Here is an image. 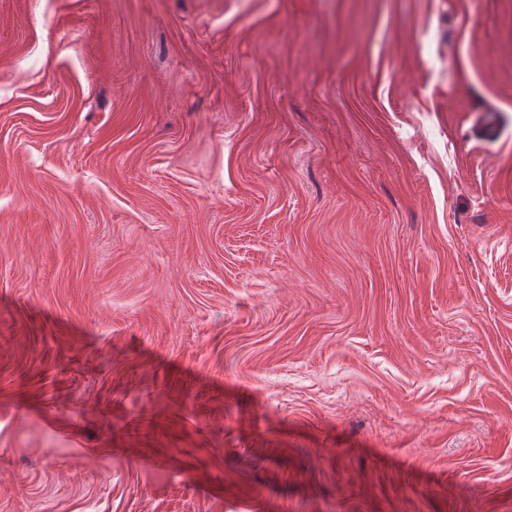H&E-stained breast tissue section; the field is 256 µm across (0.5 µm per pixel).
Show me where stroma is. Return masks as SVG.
<instances>
[{
  "instance_id": "1",
  "label": "stroma",
  "mask_w": 512,
  "mask_h": 512,
  "mask_svg": "<svg viewBox=\"0 0 512 512\" xmlns=\"http://www.w3.org/2000/svg\"><path fill=\"white\" fill-rule=\"evenodd\" d=\"M0 512H512V0H0Z\"/></svg>"
}]
</instances>
